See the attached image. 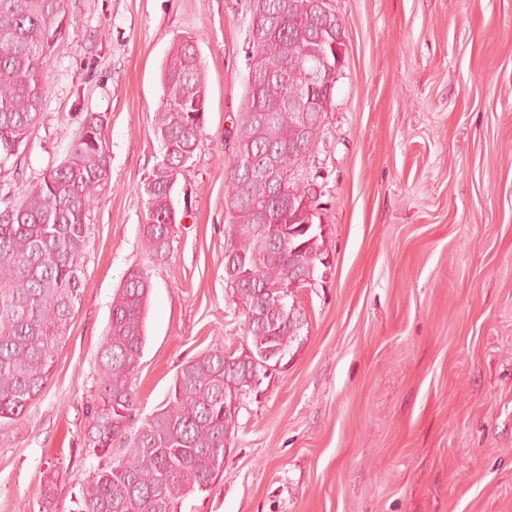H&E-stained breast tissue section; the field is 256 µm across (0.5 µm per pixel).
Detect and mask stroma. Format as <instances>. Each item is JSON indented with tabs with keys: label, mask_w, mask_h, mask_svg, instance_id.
<instances>
[{
	"label": "stroma",
	"mask_w": 512,
	"mask_h": 512,
	"mask_svg": "<svg viewBox=\"0 0 512 512\" xmlns=\"http://www.w3.org/2000/svg\"><path fill=\"white\" fill-rule=\"evenodd\" d=\"M345 65L298 169L326 263L294 299L289 362L245 398L224 471L180 512H512V0H332ZM41 119L0 210L104 118L111 180L87 216L83 293L42 393L0 427V512H74L105 464L84 446L112 295L152 288L139 414L213 346L243 349L224 281L227 132L247 94L251 0H65ZM196 42L203 142L179 174L166 262L144 249L142 185L174 41Z\"/></svg>",
	"instance_id": "1"
}]
</instances>
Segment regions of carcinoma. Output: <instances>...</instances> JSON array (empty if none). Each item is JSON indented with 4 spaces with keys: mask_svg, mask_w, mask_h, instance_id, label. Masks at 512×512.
I'll return each instance as SVG.
<instances>
[{
    "mask_svg": "<svg viewBox=\"0 0 512 512\" xmlns=\"http://www.w3.org/2000/svg\"><path fill=\"white\" fill-rule=\"evenodd\" d=\"M259 2L275 41L250 43L253 57L273 69L255 72L258 95L248 94L232 119L224 205L229 232H238L245 245L243 257L224 264V275L245 311L252 352L287 356L304 327L289 319L293 292L263 289H298L314 279L324 255L321 225L289 203L305 200L311 210L316 191L292 175L278 196L247 167L262 169L271 155L290 170L298 167V143H312L336 83L323 72L310 82L304 69L318 67L321 55L335 61L333 44L345 27L331 14L323 41L313 45L300 8L305 0ZM64 13V0H0V163L18 156L42 109V60L63 35L57 22ZM161 78L164 94L154 119L161 160L143 187V239L158 261L169 255L175 228L166 200L194 157L188 147L203 135L204 125L196 134L191 125L195 103L207 96L201 64L181 40L173 44ZM81 126L95 129L93 139L74 141L66 167L51 168L19 203L0 211V427L22 417L39 397L81 301L86 219L110 166L99 118L89 112ZM150 290L148 274L134 268L113 294L85 445L110 457L113 448L103 445L115 434L123 446L119 458L84 484L74 512H180L187 496L209 491L224 470L225 434L237 427L231 407L243 402L255 376L262 375L261 366L224 364L226 350L212 348L181 367L161 405L133 420V379L145 343Z\"/></svg>",
    "mask_w": 512,
    "mask_h": 512,
    "instance_id": "obj_1",
    "label": "carcinoma"
}]
</instances>
